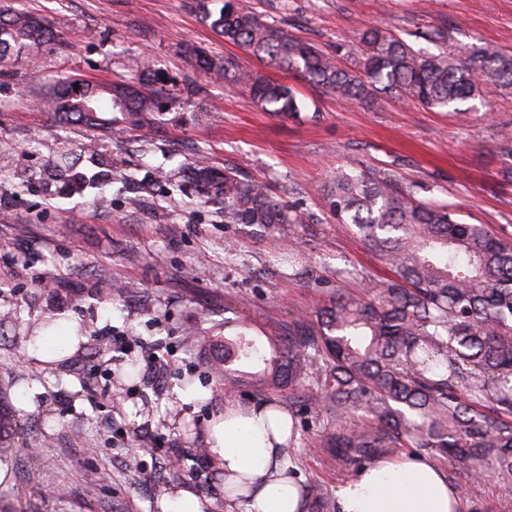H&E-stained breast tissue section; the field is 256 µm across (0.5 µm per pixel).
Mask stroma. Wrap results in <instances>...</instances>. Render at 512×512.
<instances>
[{
    "instance_id": "35a3bbf8",
    "label": "stroma",
    "mask_w": 512,
    "mask_h": 512,
    "mask_svg": "<svg viewBox=\"0 0 512 512\" xmlns=\"http://www.w3.org/2000/svg\"><path fill=\"white\" fill-rule=\"evenodd\" d=\"M289 34L332 54L371 25L390 28L414 49L437 51L423 33L448 29L449 47L491 43L512 53V0H237ZM41 15L51 37L0 61V388L14 430L9 477L0 503L16 512H160L163 495L191 490L203 512L224 497V478L205 442L224 401H277L298 438L289 460L304 484L334 496L354 471L326 445L337 423L320 402L300 410L289 392L242 377L234 387L210 372L205 337L247 328L263 346L281 345L296 322L310 320L335 293L359 296L363 273L387 277L354 228L336 223L323 187L336 169L385 171L416 198L449 204L459 221L482 224L512 240V157L500 151L512 134V97H493L466 120L390 94L368 105L336 100L299 75L267 66L205 25L193 0H0ZM196 46L223 58L231 85L200 71ZM151 57L153 71L139 61ZM55 74L110 85L142 79L169 89L151 129L121 139L70 122L49 108ZM292 87L296 116L263 111L249 79ZM98 144L116 172L100 208L94 192L71 198L46 188L44 168L67 152ZM215 168L240 167L271 196L294 208L300 237L228 224L218 206L192 187L155 182L153 169L177 170L198 157ZM120 284L122 292L102 289ZM65 316L84 339L65 362L27 354L29 330ZM156 361L130 381L128 358ZM206 388L203 401L178 399L184 378ZM40 390L34 410L19 394ZM198 431L185 444L180 426ZM150 443L135 448L136 437ZM179 458V472L167 462ZM450 479L469 512H512L493 478Z\"/></svg>"
}]
</instances>
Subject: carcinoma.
<instances>
[{"instance_id":"cac0c4a2","label":"carcinoma","mask_w":512,"mask_h":512,"mask_svg":"<svg viewBox=\"0 0 512 512\" xmlns=\"http://www.w3.org/2000/svg\"><path fill=\"white\" fill-rule=\"evenodd\" d=\"M194 0V9L224 41L268 65L296 72L351 104L377 93L396 94L430 109L468 112L464 104L512 94V54L490 45L421 53L386 29L370 26L351 48L355 68L341 67L314 43L294 37L255 12L224 0ZM50 35L43 18L25 9H0V58ZM211 76L230 66L189 50ZM53 108L92 125L101 91L68 77ZM265 112L294 116L302 111L292 88L265 78L249 84ZM111 108L135 125L150 123L160 109L154 92L140 85L112 86ZM112 177V161L92 152L81 166L63 155L44 174L69 197L100 188ZM187 182L224 209L226 224H255L276 231L302 217L273 199L241 170L219 172L204 160L188 165ZM330 212L351 224L364 247L388 270L383 282L364 276L361 297L338 296L322 307L316 325L296 323L288 344L266 357L244 331L219 344L218 376L235 381V366L264 365L258 380L292 389L291 403L322 402L341 420L362 411L374 422L367 431L340 429L330 440L336 457L355 469L389 448H410L448 461L470 479L496 478L512 497V244L482 224H464L445 206L425 203L386 173L373 168L338 169L327 186ZM310 512H334L335 504L315 485L306 486Z\"/></svg>"}]
</instances>
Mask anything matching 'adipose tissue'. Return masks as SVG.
Here are the masks:
<instances>
[{
  "label": "adipose tissue",
  "mask_w": 512,
  "mask_h": 512,
  "mask_svg": "<svg viewBox=\"0 0 512 512\" xmlns=\"http://www.w3.org/2000/svg\"><path fill=\"white\" fill-rule=\"evenodd\" d=\"M292 416L278 403H228L213 423L210 448L244 512H302V483L285 457ZM336 512H465L446 469L420 457H390L340 483Z\"/></svg>",
  "instance_id": "ef3b65f1"
}]
</instances>
